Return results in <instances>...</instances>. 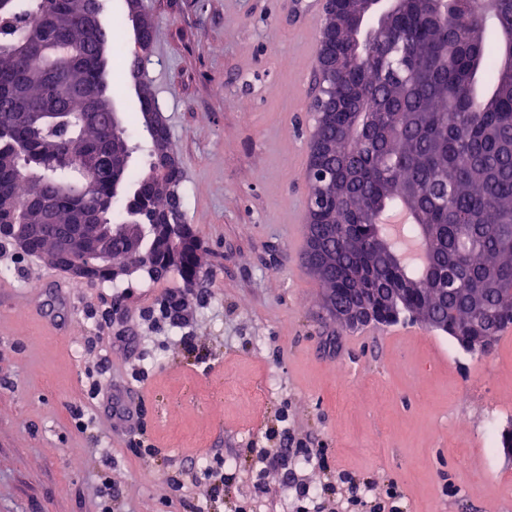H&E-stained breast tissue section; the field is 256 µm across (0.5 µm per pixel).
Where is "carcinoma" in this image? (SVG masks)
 Masks as SVG:
<instances>
[{"mask_svg":"<svg viewBox=\"0 0 512 512\" xmlns=\"http://www.w3.org/2000/svg\"><path fill=\"white\" fill-rule=\"evenodd\" d=\"M361 0H339L321 32L318 65L336 71V96H356L355 111L332 105L317 113L308 169L334 168L333 201L308 209L306 248H319L316 273L335 303L364 302L377 324L409 317L457 341L485 350L512 327V0H408L384 34L353 44ZM48 14L68 20L71 46L56 62L43 50L19 45L20 36ZM99 0H0V224H11L34 197L51 200L56 223L84 218L112 225V261L84 258L85 277L112 282L114 261H130L124 225L143 226L139 250L158 279L174 269L183 303L204 272L198 248L176 200L158 193L176 185L181 168L164 159L145 171L114 161L144 149L112 110L99 106L120 94L102 82L94 42L112 40ZM497 32L500 49L488 40ZM56 109L36 127L24 118ZM98 110L94 124L75 113ZM96 159L86 178L80 159ZM409 213L406 241L430 228L424 263L398 268L401 246L384 215ZM174 225L172 255L152 238V224ZM29 251L53 262L51 237Z\"/></svg>","mask_w":512,"mask_h":512,"instance_id":"obj_1","label":"carcinoma"}]
</instances>
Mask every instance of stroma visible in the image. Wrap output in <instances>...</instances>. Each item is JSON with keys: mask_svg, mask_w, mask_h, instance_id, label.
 <instances>
[{"mask_svg": "<svg viewBox=\"0 0 512 512\" xmlns=\"http://www.w3.org/2000/svg\"><path fill=\"white\" fill-rule=\"evenodd\" d=\"M148 6L143 83L183 170L204 297L175 328L159 306L177 273L76 280L0 241V512H97L107 480L125 491L112 512H299L297 481L316 512H343L344 472L396 512H512V447L483 435L490 419L512 431V329L471 355L418 324L341 328L292 241L315 121L305 0ZM115 393L137 430L108 411ZM284 430L319 457L263 467ZM216 459L220 492L189 474Z\"/></svg>", "mask_w": 512, "mask_h": 512, "instance_id": "1", "label": "stroma"}]
</instances>
